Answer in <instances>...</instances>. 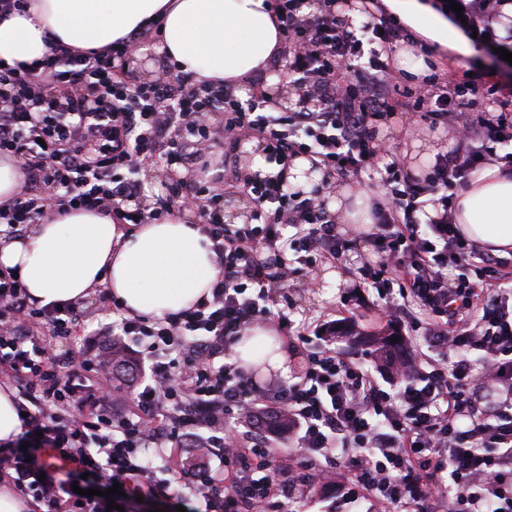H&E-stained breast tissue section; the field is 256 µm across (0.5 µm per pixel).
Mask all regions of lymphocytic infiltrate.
Here are the masks:
<instances>
[{"mask_svg":"<svg viewBox=\"0 0 512 512\" xmlns=\"http://www.w3.org/2000/svg\"><path fill=\"white\" fill-rule=\"evenodd\" d=\"M484 46L497 34L504 0H455ZM279 28L281 72L319 95L318 108L268 111L263 93L248 104L232 84L195 86L173 78L159 55L151 80L132 83L123 62L158 41L161 21L113 42L107 52L57 45L31 63L0 66V157L18 162L28 182L0 233L16 237L62 210H88L116 224H156L195 214L220 267L210 297L161 318L127 316L110 296L109 336H141L149 382L126 410L96 387L112 365L82 360L71 371L44 346L35 327L60 336L84 329L79 307L37 306L17 273L0 269V375L17 379L19 438L0 442V482L31 500L34 512H124L142 504L187 512H283L311 476L348 481L372 495L378 512H512V269L460 235L453 200L483 161L512 171V119L498 85L449 88L447 77L400 86L387 60L396 42L417 39L396 18L355 30L338 0H268ZM423 113L453 142L425 175L404 171L377 140L396 97ZM256 135L277 170L244 172L232 148ZM356 179L382 194L373 242L382 260L364 263L379 314L419 330L422 352L381 383L333 341L306 354L299 381L256 389L232 346L261 323L286 326L274 301L318 260L344 259L348 241L318 198L300 197L283 176L297 156ZM173 173L145 202L143 171ZM234 169L258 209L249 222L224 221V173ZM305 233L287 237L289 227ZM286 415L290 446L277 425L256 429L264 413ZM200 436L219 470L190 476L191 496L176 486L175 465L159 470L149 451ZM120 485L115 500L104 489ZM99 489V496L85 492Z\"/></svg>","mask_w":512,"mask_h":512,"instance_id":"lymphocytic-infiltrate-1","label":"lymphocytic infiltrate"}]
</instances>
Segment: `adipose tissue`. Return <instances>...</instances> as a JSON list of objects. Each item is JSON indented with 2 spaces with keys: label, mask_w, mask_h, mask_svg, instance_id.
Instances as JSON below:
<instances>
[{
  "label": "adipose tissue",
  "mask_w": 512,
  "mask_h": 512,
  "mask_svg": "<svg viewBox=\"0 0 512 512\" xmlns=\"http://www.w3.org/2000/svg\"><path fill=\"white\" fill-rule=\"evenodd\" d=\"M421 39L453 57L472 52L469 36L437 0H379ZM163 18L161 48L197 83L236 84L267 70L280 47L265 0H29L26 11L0 19V60L31 62L56 45L109 49ZM365 193L342 190L328 209L337 223L369 232ZM462 234L490 253L512 252V175L489 161L455 197ZM0 268L17 269L39 305L64 304L106 286L131 316L160 317L209 296L220 269L199 225L115 224L85 210H65L26 235L0 242Z\"/></svg>",
  "instance_id": "obj_1"
}]
</instances>
